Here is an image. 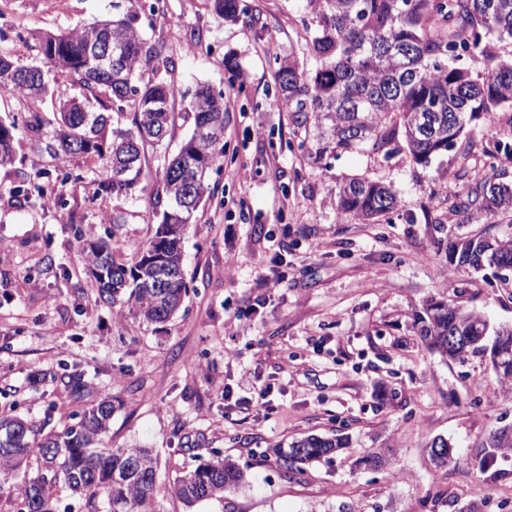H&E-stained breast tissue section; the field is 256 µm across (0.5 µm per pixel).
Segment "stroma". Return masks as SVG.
Returning <instances> with one entry per match:
<instances>
[{
    "mask_svg": "<svg viewBox=\"0 0 512 512\" xmlns=\"http://www.w3.org/2000/svg\"><path fill=\"white\" fill-rule=\"evenodd\" d=\"M115 0H0V54L42 61L38 32H66L111 16ZM249 20L217 16L209 0H163L142 13L145 39L162 45L182 88L221 90L224 161L212 194L184 236L188 294L171 321L150 324L113 313L82 257L84 237H112L130 265L158 218L148 197L98 189L92 161L73 159L78 181L62 205H19L11 188L50 167L27 138L0 168V413L36 424L66 419L79 404L111 396L116 407L104 448L159 451L154 512H185L169 493L183 468L221 455L247 469L250 484L197 512H512V453L481 469L479 444L512 425V385L498 382L488 356L454 362L420 340L415 316L444 299L512 325V279L455 271L433 227L467 222L471 232L512 235V214L466 216L434 196H457L462 180L490 173L484 149L512 128V108L481 115L455 148L414 164L400 151L314 160L278 100L274 56H301L298 0H244ZM203 51H186L190 42ZM192 130L178 118L147 151L143 182L162 170ZM392 186L398 208L374 224L336 215L339 180ZM80 369L89 393L74 402L43 377ZM341 431L349 448L286 479L269 453L306 435ZM451 440L458 462L435 466L427 443ZM388 448L390 463L361 460Z\"/></svg>",
    "mask_w": 512,
    "mask_h": 512,
    "instance_id": "stroma-1",
    "label": "stroma"
}]
</instances>
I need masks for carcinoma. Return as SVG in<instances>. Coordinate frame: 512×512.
Returning <instances> with one entry per match:
<instances>
[{"mask_svg": "<svg viewBox=\"0 0 512 512\" xmlns=\"http://www.w3.org/2000/svg\"><path fill=\"white\" fill-rule=\"evenodd\" d=\"M214 12L237 20L248 12L242 0H210ZM303 39L315 67L308 70L295 58L281 60L275 81L281 104L292 112L304 132L314 130L316 155L339 156L368 151L386 156L405 150L416 165L453 149L467 123L481 114L512 106V57L498 52V43L512 39V0H300ZM129 9L122 15L81 28L40 38L46 64V96L54 93L56 76L66 73L96 99L66 100L59 110L42 111L45 96L33 93L24 76L27 65L0 67V89L23 97L29 108L24 133L38 150L61 163L73 158L95 162L102 188L124 197L147 192L142 172L145 145L161 143L175 123V103L186 102L193 130L164 169L162 189L153 196L160 221L138 259L127 267L116 261L112 244L96 240L86 252L99 298L119 315L150 323L169 321L188 293L183 266L186 227L195 210L175 209L178 197L203 202L210 197V172L224 159V95L206 83L186 94L168 77L173 62L162 46L148 43ZM120 49L116 65L95 66V54L107 43ZM152 65V77L142 69ZM103 93L108 101L98 98ZM133 114L132 127L114 125L113 114ZM15 124L0 122V168L14 163ZM492 173L461 185L451 209L478 214L512 212V146L498 141L485 150ZM196 165L184 168L180 157ZM38 172L23 176L12 190L26 202L31 189L43 201L62 200L63 189L47 193ZM339 217L372 224L392 212L397 197L391 186L365 177L336 183ZM435 231L438 249L463 273L512 266V237L470 234L461 228ZM416 325L428 349L452 359L468 353L507 352V363L492 364L496 377L512 383V327L492 326L484 315L444 300H432ZM114 405L108 397L49 430L17 415L0 416V470L23 466L37 477L21 484L15 512H60L58 489L85 501L88 512H152L159 459L149 448L96 450L108 432ZM344 435L307 436L286 448L268 452L287 479L304 474V466L330 458L348 447ZM485 457L512 452V430L501 428L481 444ZM245 483L243 469L230 458L185 469L171 487L186 507L224 501Z\"/></svg>", "mask_w": 512, "mask_h": 512, "instance_id": "cac0c4a2", "label": "carcinoma"}]
</instances>
